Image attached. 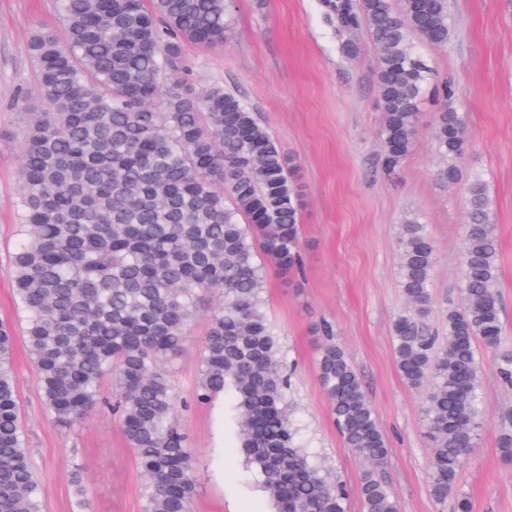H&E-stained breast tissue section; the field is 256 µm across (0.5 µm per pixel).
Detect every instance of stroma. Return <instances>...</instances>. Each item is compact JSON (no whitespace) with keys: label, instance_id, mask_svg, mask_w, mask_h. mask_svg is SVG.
<instances>
[{"label":"stroma","instance_id":"stroma-1","mask_svg":"<svg viewBox=\"0 0 512 512\" xmlns=\"http://www.w3.org/2000/svg\"><path fill=\"white\" fill-rule=\"evenodd\" d=\"M446 47L421 46L436 83H448L452 106L466 124L461 177L444 182L429 135L442 97L427 92L411 151L393 174L382 166L381 110L374 75L377 48L366 31L336 32L320 0H233L223 48L187 50L184 80L196 89L223 85L237 95L275 142L296 157L302 191L304 268L269 272L264 311L293 370L288 401L300 444L347 489V512H363L364 462L344 447L318 374L329 325L348 352L385 434L389 452L379 472L403 512H454L452 500L430 493L423 397L403 380L392 323L407 306L399 283V236L419 217L434 241L437 263L425 326L442 334L458 300L467 184L488 187L499 244L502 322L512 347V0H448ZM58 25L57 0H0V320L23 331L14 299L10 257L17 243L23 120L14 103L34 82L27 44L37 29ZM360 45L356 56L342 49ZM218 302L203 294L191 346L177 362L182 404L177 421L189 436L198 479L194 512H272L255 470L237 448L232 395L192 403L207 315ZM485 421L458 480L472 512H512V463L497 447L500 416L512 411V387L483 353ZM17 394L44 512H76L72 462L89 471L93 512H142L145 479L117 421L99 412L61 430L44 410L38 373L24 343L14 361Z\"/></svg>","mask_w":512,"mask_h":512}]
</instances>
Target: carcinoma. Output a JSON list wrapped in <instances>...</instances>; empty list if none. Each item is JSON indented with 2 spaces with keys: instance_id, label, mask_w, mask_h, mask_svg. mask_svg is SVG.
<instances>
[{
  "instance_id": "1",
  "label": "carcinoma",
  "mask_w": 512,
  "mask_h": 512,
  "mask_svg": "<svg viewBox=\"0 0 512 512\" xmlns=\"http://www.w3.org/2000/svg\"><path fill=\"white\" fill-rule=\"evenodd\" d=\"M336 31L366 29L379 50L375 77L384 113L383 170L411 150L420 104L433 79L416 43L443 47L447 0H321ZM229 0H58L64 36L38 31L29 43L37 83L23 109L17 247L11 274L25 313V341L46 412L67 431L109 411L146 480L143 512H193L197 477L187 435L175 424L176 360L189 342L201 295L215 291L193 399L232 392L239 451L262 476L275 512H346L347 492L297 444L288 379L264 315L267 270L302 264L297 163L219 84L196 91L181 78L191 45L224 46ZM431 138L446 182L459 177L463 116L446 105ZM498 238L486 182L467 187L459 303L444 336L424 326L436 251L413 218L400 239V286L410 309L393 321L402 377L427 388L431 492L455 493L454 512H472L456 491L484 413L478 347L503 349ZM15 336L0 323V512H44L27 446L14 374ZM319 372L343 444L367 463L363 512H401L378 468L388 455L363 383L328 338ZM112 375L113 399L100 392ZM498 447L512 459V413ZM78 512H91L83 464L72 463Z\"/></svg>"
}]
</instances>
